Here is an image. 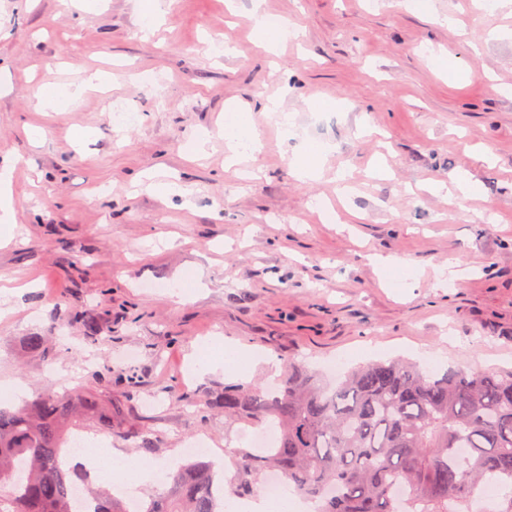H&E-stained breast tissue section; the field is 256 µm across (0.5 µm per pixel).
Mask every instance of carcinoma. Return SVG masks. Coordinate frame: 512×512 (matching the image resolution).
I'll use <instances>...</instances> for the list:
<instances>
[{"label":"carcinoma","instance_id":"obj_1","mask_svg":"<svg viewBox=\"0 0 512 512\" xmlns=\"http://www.w3.org/2000/svg\"><path fill=\"white\" fill-rule=\"evenodd\" d=\"M99 406L93 395L43 393L25 408L0 409V512H81L70 495L77 482L94 512H130L107 486L59 463L75 413ZM216 407L228 425L270 430L272 443L235 449L221 498L213 462L179 463L141 512H224L225 498L250 495L269 472L288 476L316 512H473L488 481L509 489L492 512H512V371L431 374L411 362H374L332 387L290 362L275 387H227Z\"/></svg>","mask_w":512,"mask_h":512}]
</instances>
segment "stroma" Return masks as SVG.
<instances>
[{
    "instance_id": "1",
    "label": "stroma",
    "mask_w": 512,
    "mask_h": 512,
    "mask_svg": "<svg viewBox=\"0 0 512 512\" xmlns=\"http://www.w3.org/2000/svg\"><path fill=\"white\" fill-rule=\"evenodd\" d=\"M161 8L146 37L137 0H0V167L14 193L0 276L15 291L0 316V381L14 390L0 407L94 393L100 412L82 415L78 433L160 466L201 437L220 463L225 444L248 447L252 428H225L212 401L272 381L264 354L325 374L337 360L426 355L443 370L482 356L512 370V0H433L428 11L413 0H264L267 16L299 32L273 54L252 0ZM217 38L232 52L214 55ZM448 51L452 77L434 65ZM91 71L104 84L60 110L32 96ZM314 94L333 110L311 111ZM267 98L296 137L259 116ZM118 103L137 111L134 124L110 123ZM231 105L256 113L265 142L241 164L250 179L224 168ZM195 136L206 140L199 155ZM325 142L335 149L321 177L297 179L290 157ZM456 173L476 196L427 191ZM177 179L189 200L150 188ZM318 198L336 205L335 223L311 209ZM387 256L410 259L417 279L384 273ZM449 258L468 275L442 287ZM35 335L46 348H28ZM229 339L255 360L196 376L194 345L220 359ZM145 434L155 451L142 449Z\"/></svg>"
}]
</instances>
